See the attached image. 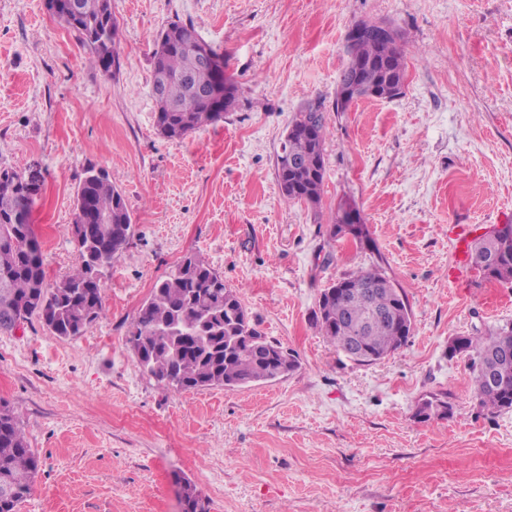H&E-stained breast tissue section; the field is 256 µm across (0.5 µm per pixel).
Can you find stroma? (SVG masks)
Masks as SVG:
<instances>
[{"label": "stroma", "instance_id": "1", "mask_svg": "<svg viewBox=\"0 0 512 512\" xmlns=\"http://www.w3.org/2000/svg\"><path fill=\"white\" fill-rule=\"evenodd\" d=\"M119 66L106 75L45 0H0V167L30 175L31 222L55 285L78 263L67 229L87 166L123 194L133 235L102 277L83 335L39 319L0 335V401L40 458L20 512H512V410L482 411L455 336L512 322V284L455 283L452 224H512V0H111ZM402 36L408 84L334 109L349 29ZM192 24L224 55L237 105L181 140L159 135L152 51ZM322 102L318 205L286 199L276 158ZM356 203L375 251L329 235ZM220 273L300 367L231 391L177 392L143 374L127 332L187 255ZM381 265L406 293L405 346L361 365L312 326L320 292ZM447 400L450 416L416 417ZM366 31H371L382 43H387L394 35L393 29L384 24L377 22H361L359 25L353 26L347 34V45L350 47L355 38L364 34ZM451 413V407L447 401H444L437 397H431L430 399H424L419 403L416 416L423 420H429L433 417H445ZM181 503L182 512H209L208 504L196 486L188 480L184 481Z\"/></svg>", "mask_w": 512, "mask_h": 512}]
</instances>
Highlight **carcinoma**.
Here are the masks:
<instances>
[{"label":"carcinoma","instance_id":"obj_1","mask_svg":"<svg viewBox=\"0 0 512 512\" xmlns=\"http://www.w3.org/2000/svg\"><path fill=\"white\" fill-rule=\"evenodd\" d=\"M54 16L74 31L91 51V64L104 74L118 63V25L111 0H61ZM200 38L193 25L174 22L156 37L153 75L166 77L156 100V127L168 139H183L217 122L236 102V86L224 69V54L210 48L216 64L195 59L191 41ZM395 35L387 45L366 38L357 42L354 59L340 83H382L406 70ZM308 115L298 114L293 132L277 155V178L289 200L319 203L323 190L324 145L328 127L322 107L310 103ZM74 230L69 241L79 263L55 287L46 284L45 257L31 224L32 201L25 175L0 169V334L38 317L53 334L67 338L86 332L103 315L102 270L129 244L132 217L125 199L108 172L85 170L76 192ZM493 254L490 281L512 282V228L496 230L473 240L470 259ZM385 274L379 266L349 273L321 291L313 326L336 350L347 353L360 342L368 363L379 361L408 341L412 311L403 290L381 293L378 304L392 315L374 321L364 334L358 321L365 305L352 298L358 286ZM473 373L478 405L494 411L512 409V323L481 336H460ZM128 343L139 369L177 391L224 387L232 390L272 381L298 368L297 357L265 336L252 322L236 290L200 255L185 257L172 273L155 283L128 331ZM508 355L504 375L495 386L481 378L490 355ZM451 413L448 402L432 397L419 403L423 420ZM39 457L30 448L23 426L12 410L0 403V512H19L31 493ZM182 512H209L208 504L190 481L182 488Z\"/></svg>","mask_w":512,"mask_h":512}]
</instances>
